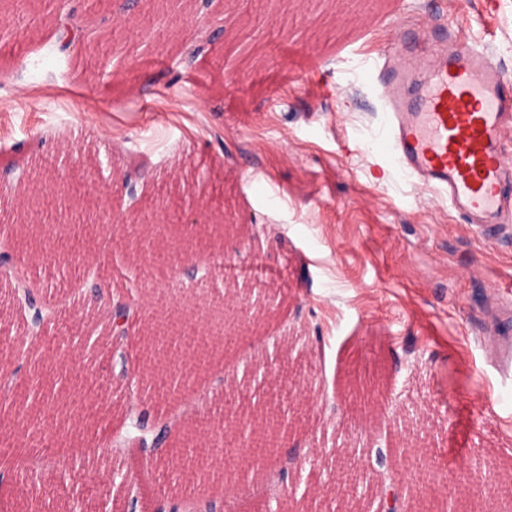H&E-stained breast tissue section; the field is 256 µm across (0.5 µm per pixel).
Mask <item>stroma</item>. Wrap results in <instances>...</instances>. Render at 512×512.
Segmentation results:
<instances>
[{"mask_svg": "<svg viewBox=\"0 0 512 512\" xmlns=\"http://www.w3.org/2000/svg\"><path fill=\"white\" fill-rule=\"evenodd\" d=\"M0 0V228L15 233L38 303L65 296L82 266L100 261L103 286L81 289L63 324L28 335L14 287L0 280V368L18 347L62 373L86 403L61 439L67 467L43 473L40 499L23 469L10 471L6 512H104L136 497L183 493L174 470H137L114 430L131 404L144 331L156 317L195 319L209 331L225 301L239 304L232 344L213 336L197 379L208 396L195 414L176 401L187 447L215 438L227 398L236 416H260L275 388L293 430L279 461L248 468L243 438L227 430L216 454L232 476L207 490L224 512L295 501L299 512H377L379 484L401 481L406 512H488L512 488V386L502 387L476 339L489 305L512 291V238L489 244L457 229L447 202L388 166L375 76L351 47L393 48V13L407 21L456 19L493 33L512 83V0ZM207 51L197 58L195 45ZM53 176L89 223L76 244L34 253L21 230L48 224L54 201L25 208L23 167ZM137 184L129 197L124 179ZM244 268L202 281L212 255ZM273 312L252 322L258 293ZM140 316L121 341L105 335L110 303ZM357 376L372 401L344 406ZM352 464L356 499L331 487Z\"/></svg>", "mask_w": 512, "mask_h": 512, "instance_id": "1", "label": "stroma"}]
</instances>
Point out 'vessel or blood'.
<instances>
[{
  "label": "vessel or blood",
  "instance_id": "vessel-or-blood-1",
  "mask_svg": "<svg viewBox=\"0 0 512 512\" xmlns=\"http://www.w3.org/2000/svg\"><path fill=\"white\" fill-rule=\"evenodd\" d=\"M374 70L395 163L445 194L472 234H512V85L487 43L445 21ZM488 361L512 383V299L500 303Z\"/></svg>",
  "mask_w": 512,
  "mask_h": 512
}]
</instances>
